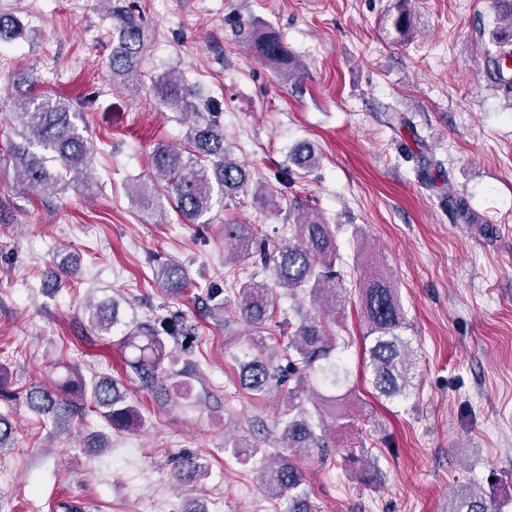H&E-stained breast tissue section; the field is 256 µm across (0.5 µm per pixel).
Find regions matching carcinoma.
Instances as JSON below:
<instances>
[{
  "mask_svg": "<svg viewBox=\"0 0 512 512\" xmlns=\"http://www.w3.org/2000/svg\"><path fill=\"white\" fill-rule=\"evenodd\" d=\"M500 25L492 33L495 49L487 51L488 61L496 81L512 89V0H495ZM410 0H396L387 13L386 23L395 34V40L404 43L413 36ZM117 20L112 36V55L109 64L112 81L124 82L137 76V66L143 50V31L137 18L124 8L112 9ZM254 55L268 63L286 65L288 47L275 31L267 29L254 38ZM159 105L175 112L188 123L186 138L192 148L188 155L159 146L152 155V165L158 186L142 183L132 186L131 195L147 209L163 215L165 204H170L190 224L210 213L214 204L234 200L248 191L253 181L241 164L232 160L224 145V125L219 108L206 106V111H194L191 91L181 79L170 72L159 75L151 86ZM76 112L69 100L61 97H30L15 105L13 116L18 123L21 143L12 145L10 158L21 181L32 191L54 196L64 190L62 179L45 166V158L30 151L38 145L53 153V160L61 168L79 171L90 165L92 149L87 138L74 123ZM295 165L303 170L316 166L313 149L300 145L294 152ZM241 224L224 225V248L235 253L249 248L253 238L243 234ZM289 236L279 241L262 238L257 241V254L264 267H272L276 284L295 295L309 292L319 304L336 302V289L329 283L336 278V246L329 225L318 218L304 216L300 223L288 225ZM156 278L172 298L181 296L188 288L184 268L173 261L164 263ZM237 294V306L242 318L249 324L260 325L268 318L271 305L269 287L256 280L253 273L245 276L232 273L210 282L201 289L200 301L208 305L214 315L224 314V291ZM361 311L367 325L370 346L366 348V371L373 389L382 397L393 400L410 394L413 387L416 362L411 341L400 334L403 312L397 290L390 282L373 277L359 288ZM90 327L98 336H109L119 324L117 303L89 306ZM288 324L287 363L274 370L260 360L245 365V381L254 391H263L274 384L283 389L286 404L278 424L288 447L301 454L325 447V436L315 433L322 427L326 414H335L342 398L334 390L348 382V371L333 358L336 339L329 336L323 322L316 318ZM197 340L194 326L184 321V315L173 311L157 323L132 321L118 338L124 351L126 366L142 388L153 391L164 382L177 378L184 396L191 393L190 382L183 379L185 372L176 369L181 356L192 353ZM322 382L325 392L318 394L321 404L309 409L312 394L309 379ZM90 398L94 408L114 430H136L145 418L138 403L129 397L128 390L118 380L108 376L89 378L79 367L67 369L66 375L52 386L34 384L26 392L27 403L38 410L52 412L65 418L70 414L73 399ZM206 464L200 456L187 453L181 457L178 479L184 482L205 472ZM305 476L292 461H280L264 474L265 489L278 495L296 492L293 512H307V505L298 489ZM448 512H501L496 501L461 487L454 493Z\"/></svg>",
  "mask_w": 512,
  "mask_h": 512,
  "instance_id": "1",
  "label": "carcinoma"
}]
</instances>
